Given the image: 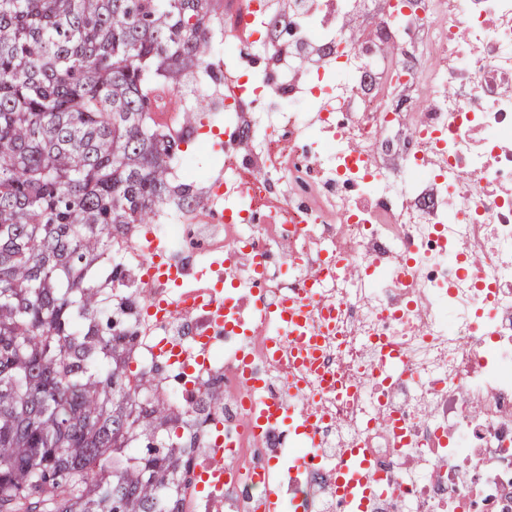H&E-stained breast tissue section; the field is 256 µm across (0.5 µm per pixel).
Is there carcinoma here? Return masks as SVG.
Masks as SVG:
<instances>
[{"instance_id": "cac0c4a2", "label": "carcinoma", "mask_w": 512, "mask_h": 512, "mask_svg": "<svg viewBox=\"0 0 512 512\" xmlns=\"http://www.w3.org/2000/svg\"><path fill=\"white\" fill-rule=\"evenodd\" d=\"M209 0H0V512H180L185 445L141 380H114L128 341L103 317L123 279L112 236L197 205L172 163L195 116L162 94L223 79Z\"/></svg>"}]
</instances>
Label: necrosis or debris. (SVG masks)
<instances>
[{
  "label": "necrosis or debris",
  "mask_w": 512,
  "mask_h": 512,
  "mask_svg": "<svg viewBox=\"0 0 512 512\" xmlns=\"http://www.w3.org/2000/svg\"><path fill=\"white\" fill-rule=\"evenodd\" d=\"M289 6L230 0L217 33L247 36L221 85L194 81L224 115L199 141L223 156L194 179L207 215L112 243L131 366L182 414L198 468L226 475L190 479L184 512H256L269 468L282 512H512V0ZM149 232L177 280L150 275ZM211 270L223 313L179 307ZM309 287L322 339L296 392L268 343L274 306ZM288 412L318 416L317 449ZM353 447L377 484L364 506L336 489Z\"/></svg>",
  "instance_id": "4bbe7bcc"
}]
</instances>
